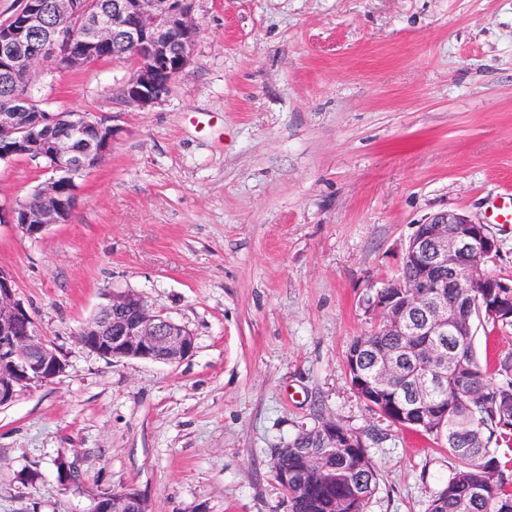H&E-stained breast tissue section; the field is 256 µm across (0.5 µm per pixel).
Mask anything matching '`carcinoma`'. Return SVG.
<instances>
[{
  "label": "carcinoma",
  "instance_id": "cac0c4a2",
  "mask_svg": "<svg viewBox=\"0 0 512 512\" xmlns=\"http://www.w3.org/2000/svg\"><path fill=\"white\" fill-rule=\"evenodd\" d=\"M22 87L19 79L0 70V105ZM484 319L512 326V290L483 288L466 306V320ZM401 355L396 375L372 386L377 395L370 410L405 427L417 428L420 415L408 407L427 383L431 409L423 432L445 448L455 461L453 474L433 499L429 512H512V353L490 367L475 356L472 337L459 344L445 336H403L374 325L355 337L346 352L351 381L361 371L375 381L382 354ZM311 455L319 465L308 468L301 459ZM73 462L58 460L59 480L79 484ZM272 470L288 472L280 487L288 512H367L378 486V471L365 448L332 446L300 432L288 442V454L273 458ZM336 474V491L326 488L323 471Z\"/></svg>",
  "mask_w": 512,
  "mask_h": 512
}]
</instances>
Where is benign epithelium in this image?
<instances>
[{
	"label": "benign epithelium",
	"instance_id": "1",
	"mask_svg": "<svg viewBox=\"0 0 512 512\" xmlns=\"http://www.w3.org/2000/svg\"><path fill=\"white\" fill-rule=\"evenodd\" d=\"M194 0H116L103 12L99 0H23V7L0 23V63L4 70L21 73L31 86L39 68L64 59L73 69L94 63L96 49L120 36L135 50L131 75L122 87V99L139 108L160 101L190 62L198 27ZM57 22L46 23L47 12ZM183 20L182 49L175 52L166 39L174 19ZM36 104L27 94L11 102L14 110L0 114V160L16 156L43 159L53 173L39 188V208L30 212L20 201L0 217L26 236L36 237L50 226L65 222L78 200L75 178L95 168L111 150L114 126L81 112L44 113L29 122L21 114ZM71 184L70 198L57 192L60 181ZM463 213L443 211L414 226L405 246L400 273L383 288L395 290L388 304L376 308L393 332L407 329L420 315L419 332L444 336L448 328L465 339L467 331L448 303L427 304L441 289L465 277L470 288H488L494 277L484 271L497 242L480 231L461 238L453 224H470ZM419 274L410 277L406 270ZM81 345L98 355L168 364L178 363L194 351V337L184 326L154 310L140 294L124 292L112 297L103 311L85 326ZM66 364L43 336L36 320L17 297L12 273L0 268V407L65 372Z\"/></svg>",
	"mask_w": 512,
	"mask_h": 512
}]
</instances>
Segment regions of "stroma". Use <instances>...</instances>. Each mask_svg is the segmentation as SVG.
Wrapping results in <instances>:
<instances>
[{"instance_id": "obj_1", "label": "stroma", "mask_w": 512, "mask_h": 512, "mask_svg": "<svg viewBox=\"0 0 512 512\" xmlns=\"http://www.w3.org/2000/svg\"><path fill=\"white\" fill-rule=\"evenodd\" d=\"M194 16L191 63L148 109L121 100L125 64L33 83L45 111L118 133L66 223L0 224V267L66 364L0 407V512H91L129 489L149 512H286L272 451L322 417L376 464L368 512H427L453 460L368 409L346 352L414 225L487 223L512 186V0H195ZM48 177L0 161V205ZM487 225L486 269L511 278L512 223ZM123 291L189 329L193 354L85 349L77 329ZM473 347L512 352V327L475 322Z\"/></svg>"}]
</instances>
